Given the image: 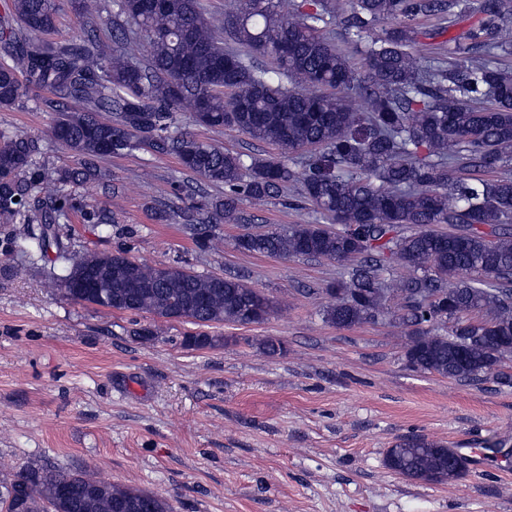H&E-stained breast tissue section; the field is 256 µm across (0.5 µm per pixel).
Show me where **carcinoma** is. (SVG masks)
Returning <instances> with one entry per match:
<instances>
[{
	"instance_id": "cac0c4a2",
	"label": "carcinoma",
	"mask_w": 512,
	"mask_h": 512,
	"mask_svg": "<svg viewBox=\"0 0 512 512\" xmlns=\"http://www.w3.org/2000/svg\"><path fill=\"white\" fill-rule=\"evenodd\" d=\"M281 0H234L222 22L205 17L199 0H75L78 14L124 19L115 45L104 50L88 25L78 42L43 39L56 28L53 0H8L0 14V108L21 102L26 87L48 88L63 101L51 126L55 143L79 157L58 172L59 194L38 196V141L0 134V217L22 211L16 237L28 253L57 269L47 287L80 303L109 310L181 319L198 326L260 323L272 312L259 290L233 278L197 274L182 266H147L117 251L76 260L61 240L67 187L94 175L92 161L148 147L173 154L202 180L224 187V198L192 206L199 226L248 218L242 197L264 202L285 186L313 203L341 230L296 224L285 231L247 234L250 253L347 261L360 257L336 300L324 310L338 327L387 318L406 339L410 368L460 381L491 374L512 356V69L498 57L512 53V0H481L479 19L448 39V58L424 66L414 53L446 28L424 29V17H471V0H302L288 13ZM393 21L364 50L357 69L327 36L338 23L359 42L372 25ZM272 58L224 48V36ZM147 42L133 60L125 41ZM365 103L359 112L352 105ZM189 107L195 121L215 131L235 128L297 155L246 162L241 154L197 140L176 126ZM109 112L115 120L102 121ZM447 224L449 235L431 227ZM408 269L390 270L391 261ZM401 299L393 311L388 299ZM437 298L429 306L426 301ZM205 332L187 348L220 345ZM457 452L407 438L387 450L385 464L411 480L460 478ZM148 501L168 502L107 483L85 471L26 466L0 484L5 512H117Z\"/></svg>"
}]
</instances>
